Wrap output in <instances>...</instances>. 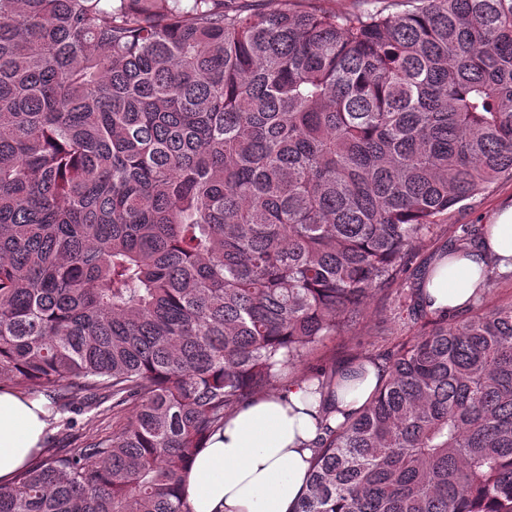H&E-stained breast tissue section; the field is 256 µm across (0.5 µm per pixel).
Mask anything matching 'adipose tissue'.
Returning a JSON list of instances; mask_svg holds the SVG:
<instances>
[{"instance_id":"ef3b65f1","label":"adipose tissue","mask_w":512,"mask_h":512,"mask_svg":"<svg viewBox=\"0 0 512 512\" xmlns=\"http://www.w3.org/2000/svg\"><path fill=\"white\" fill-rule=\"evenodd\" d=\"M493 255L501 269L512 266V205L495 214L488 236L470 256L444 257L431 266L425 292L434 307L465 309ZM383 375L381 364L355 362L338 370L321 400H306L307 385L300 379L252 398L227 417L223 432L200 450L186 473L190 512H294L321 435L318 413L327 412L330 425L339 424L371 400ZM45 414L42 398L0 389V484L10 483L38 454Z\"/></svg>"}]
</instances>
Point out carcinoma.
I'll return each mask as SVG.
<instances>
[{"label":"carcinoma","instance_id":"cac0c4a2","mask_svg":"<svg viewBox=\"0 0 512 512\" xmlns=\"http://www.w3.org/2000/svg\"><path fill=\"white\" fill-rule=\"evenodd\" d=\"M376 3L0 0V384L112 415L0 512H190L227 416L373 302L411 334L295 512H512V299L491 259L432 310L412 267L512 180V0ZM453 235L452 229L448 227V231L445 226H439L434 230L431 237V241L423 251L419 261H427L428 263L433 262L434 258L441 253L447 245L450 244L451 236ZM431 258V260H430Z\"/></svg>","mask_w":512,"mask_h":512}]
</instances>
